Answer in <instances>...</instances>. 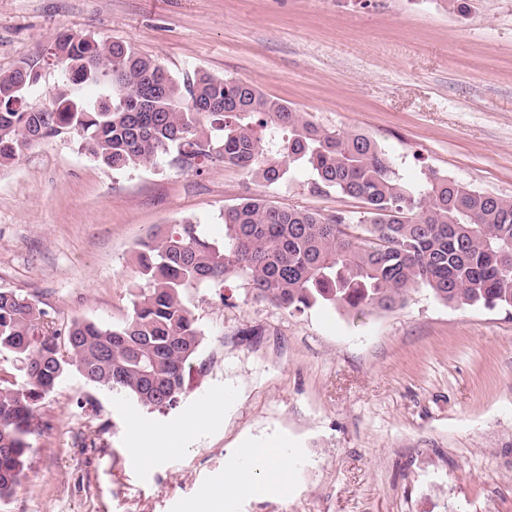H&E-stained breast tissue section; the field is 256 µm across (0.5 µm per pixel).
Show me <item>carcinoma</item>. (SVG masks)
Returning a JSON list of instances; mask_svg holds the SVG:
<instances>
[{"mask_svg": "<svg viewBox=\"0 0 512 512\" xmlns=\"http://www.w3.org/2000/svg\"><path fill=\"white\" fill-rule=\"evenodd\" d=\"M48 55L62 83L52 105L30 101L34 66L0 72V166L40 140L75 135L115 170L172 151L184 168L222 161L269 185L303 168L311 193L336 191L362 211L322 215L246 197L224 209L221 242L190 221L154 235L140 244L132 312L112 326L76 319L60 332L31 298L0 288V355L25 376L19 386L0 369V499L27 467L37 401L69 371L147 408L178 403L201 344L188 288L236 275L255 298L291 312L337 306L363 315L401 307L424 286L446 303L512 310V199L434 172L408 182L366 134L324 129L245 81L195 70L179 82L120 42L62 32ZM88 85L105 92L90 99Z\"/></svg>", "mask_w": 512, "mask_h": 512, "instance_id": "cac0c4a2", "label": "carcinoma"}]
</instances>
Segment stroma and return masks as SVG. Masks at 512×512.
I'll use <instances>...</instances> for the list:
<instances>
[{
	"label": "stroma",
	"mask_w": 512,
	"mask_h": 512,
	"mask_svg": "<svg viewBox=\"0 0 512 512\" xmlns=\"http://www.w3.org/2000/svg\"><path fill=\"white\" fill-rule=\"evenodd\" d=\"M68 31L132 47L181 79L251 83L319 126L363 133L406 179L434 171L512 198V0H0V70L36 64ZM270 185L221 162L108 168L76 137L0 167V288L56 325L123 321L137 250L200 224L224 237L246 196L327 215L359 201ZM202 330L179 403L148 409L75 372L38 403L27 469L0 512H202L241 449L280 448L287 483L230 512H512V311L459 307L423 286L404 307L292 313L244 278L192 288ZM220 402L213 422L183 423ZM175 433L176 456L137 463L132 424Z\"/></svg>",
	"instance_id": "1"
}]
</instances>
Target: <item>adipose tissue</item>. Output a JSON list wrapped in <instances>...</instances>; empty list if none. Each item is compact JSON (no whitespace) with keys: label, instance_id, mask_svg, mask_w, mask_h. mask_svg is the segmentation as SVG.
<instances>
[{"label":"adipose tissue","instance_id":"obj_1","mask_svg":"<svg viewBox=\"0 0 512 512\" xmlns=\"http://www.w3.org/2000/svg\"><path fill=\"white\" fill-rule=\"evenodd\" d=\"M288 474V459L283 451L268 448L257 455H241L223 487L206 500L209 512H223L225 501L261 489H273Z\"/></svg>","mask_w":512,"mask_h":512}]
</instances>
